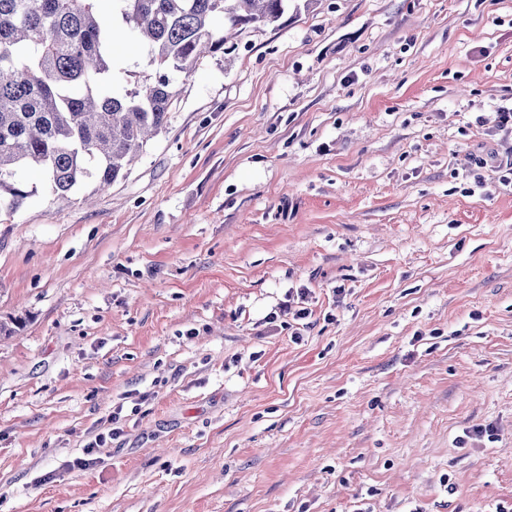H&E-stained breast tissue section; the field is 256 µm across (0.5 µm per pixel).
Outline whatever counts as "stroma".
Masks as SVG:
<instances>
[{
    "instance_id": "35a3bbf8",
    "label": "stroma",
    "mask_w": 512,
    "mask_h": 512,
    "mask_svg": "<svg viewBox=\"0 0 512 512\" xmlns=\"http://www.w3.org/2000/svg\"><path fill=\"white\" fill-rule=\"evenodd\" d=\"M176 89L0 211V512H512V0H290Z\"/></svg>"
}]
</instances>
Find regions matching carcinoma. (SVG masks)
<instances>
[{
    "label": "carcinoma",
    "mask_w": 512,
    "mask_h": 512,
    "mask_svg": "<svg viewBox=\"0 0 512 512\" xmlns=\"http://www.w3.org/2000/svg\"><path fill=\"white\" fill-rule=\"evenodd\" d=\"M289 0H0V211L36 171L64 197L109 188L167 123L178 75L224 50V27L278 22ZM147 49L154 80L112 88L114 16Z\"/></svg>",
    "instance_id": "cac0c4a2"
}]
</instances>
